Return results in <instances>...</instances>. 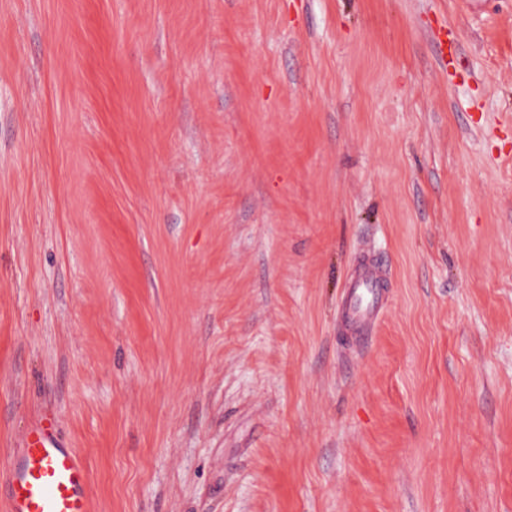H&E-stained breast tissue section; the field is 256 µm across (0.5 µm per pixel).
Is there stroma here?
Returning a JSON list of instances; mask_svg holds the SVG:
<instances>
[{"label": "stroma", "mask_w": 512, "mask_h": 512, "mask_svg": "<svg viewBox=\"0 0 512 512\" xmlns=\"http://www.w3.org/2000/svg\"><path fill=\"white\" fill-rule=\"evenodd\" d=\"M46 418L93 512H512V0H0V466ZM363 272L352 280L349 288L348 318L353 326L351 336H359V344L369 334L386 293L385 274L374 262L365 258Z\"/></svg>", "instance_id": "35a3bbf8"}]
</instances>
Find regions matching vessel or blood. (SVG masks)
<instances>
[{
    "mask_svg": "<svg viewBox=\"0 0 512 512\" xmlns=\"http://www.w3.org/2000/svg\"><path fill=\"white\" fill-rule=\"evenodd\" d=\"M349 285L348 318L356 336L369 334L385 296L382 269L363 260ZM90 476L80 455L64 447L50 420L37 424L23 447L10 449L0 469V512H93Z\"/></svg>",
    "mask_w": 512,
    "mask_h": 512,
    "instance_id": "1",
    "label": "vessel or blood"
}]
</instances>
